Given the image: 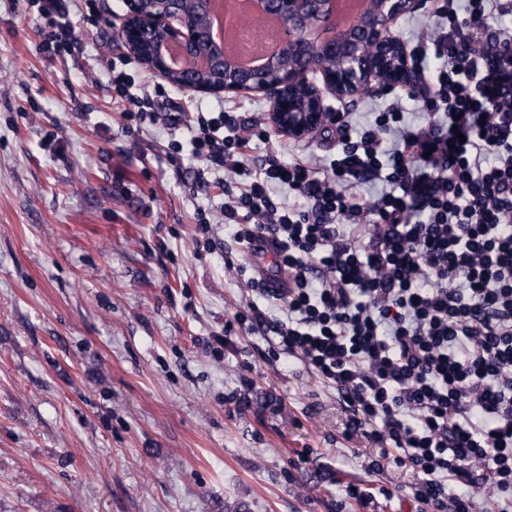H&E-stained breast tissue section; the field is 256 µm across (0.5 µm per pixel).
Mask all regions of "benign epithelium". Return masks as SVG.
Masks as SVG:
<instances>
[{"label": "benign epithelium", "instance_id": "benign-epithelium-1", "mask_svg": "<svg viewBox=\"0 0 512 512\" xmlns=\"http://www.w3.org/2000/svg\"><path fill=\"white\" fill-rule=\"evenodd\" d=\"M267 4L271 12L285 20L289 45L294 47L301 65L284 68L276 60L262 71H237L229 78L223 56L212 46L202 66L209 81L184 82L177 87L226 97L264 94L270 99L269 120L275 130L304 140L337 120L318 93L309 100L310 111H297V92L311 87L308 75L320 73L324 84L338 99L366 92L371 82L387 79L380 56L390 46L400 43L394 32L397 21L426 2L378 0V14L370 21L357 24L348 39L337 44H321L311 34V28L328 16L330 0H267ZM122 5L124 13L116 31L118 39L129 54L167 83L171 68L163 52L164 45L178 44L188 56L198 42H210L205 23L199 15L184 8L183 0H122ZM145 41L154 43L153 52L137 54V45Z\"/></svg>", "mask_w": 512, "mask_h": 512}]
</instances>
